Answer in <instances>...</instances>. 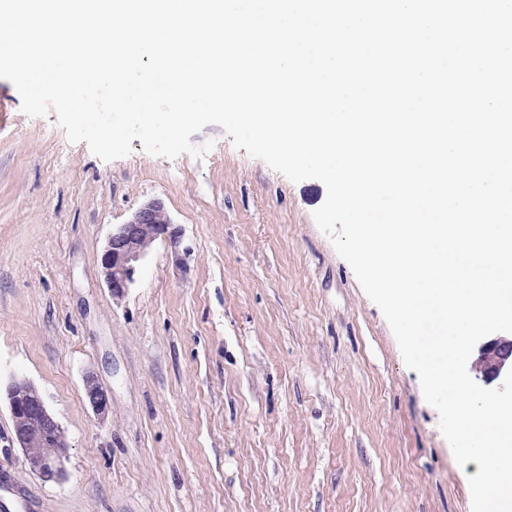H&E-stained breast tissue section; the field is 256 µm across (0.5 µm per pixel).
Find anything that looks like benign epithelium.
I'll return each instance as SVG.
<instances>
[{"mask_svg": "<svg viewBox=\"0 0 512 512\" xmlns=\"http://www.w3.org/2000/svg\"><path fill=\"white\" fill-rule=\"evenodd\" d=\"M158 239L177 247L182 243L183 229L172 222L164 203L153 199L144 203L124 223L112 228L101 256V267L105 283L112 296L121 297L134 283L140 263L148 252L147 243ZM485 360L489 367L473 366L476 379L490 383L512 369V336H499L484 342L479 348L477 361ZM32 384L24 379L14 381L7 390L16 442L26 454L30 470L44 482H58L64 475L65 439L60 424L49 413L44 400H32L29 391ZM85 398L98 415L110 409L108 393L92 375L85 379ZM53 439L59 449L53 456L31 453L37 444Z\"/></svg>", "mask_w": 512, "mask_h": 512, "instance_id": "obj_1", "label": "benign epithelium"}]
</instances>
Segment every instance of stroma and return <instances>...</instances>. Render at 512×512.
<instances>
[{
    "mask_svg": "<svg viewBox=\"0 0 512 512\" xmlns=\"http://www.w3.org/2000/svg\"><path fill=\"white\" fill-rule=\"evenodd\" d=\"M190 140L204 158L136 139L105 162L0 79V393L34 384L67 444L42 482L0 400V512H472L417 372L315 223L324 183L218 125ZM155 198L183 243L154 242L114 298L106 240ZM85 398L88 405L97 415H105L110 409L108 393L97 383L94 376H86Z\"/></svg>",
    "mask_w": 512,
    "mask_h": 512,
    "instance_id": "35a3bbf8",
    "label": "stroma"
}]
</instances>
